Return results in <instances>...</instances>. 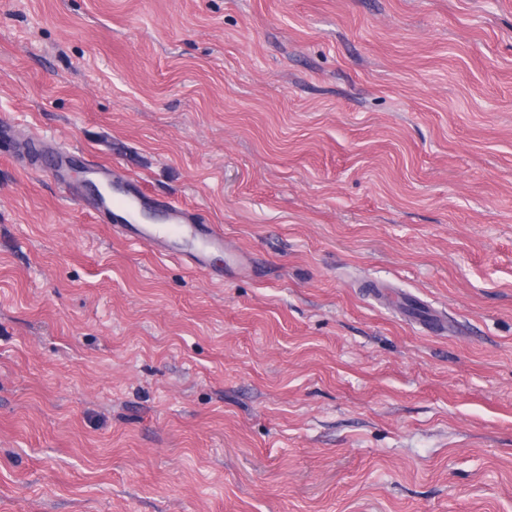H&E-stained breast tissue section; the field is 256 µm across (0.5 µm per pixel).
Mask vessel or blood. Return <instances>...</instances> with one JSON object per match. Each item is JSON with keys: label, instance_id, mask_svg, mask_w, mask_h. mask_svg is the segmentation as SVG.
<instances>
[{"label": "vessel or blood", "instance_id": "b4317fda", "mask_svg": "<svg viewBox=\"0 0 512 512\" xmlns=\"http://www.w3.org/2000/svg\"><path fill=\"white\" fill-rule=\"evenodd\" d=\"M28 148L32 157L45 161L47 171L60 178L80 159L76 150L48 146L37 133L31 134ZM92 208L98 217H110L113 234L168 259L190 263L200 272L208 270L211 252L224 247L221 226L199 223L195 210L176 200L147 196L134 179L117 185L113 195L99 196Z\"/></svg>", "mask_w": 512, "mask_h": 512}]
</instances>
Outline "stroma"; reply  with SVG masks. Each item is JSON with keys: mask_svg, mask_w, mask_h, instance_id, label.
<instances>
[{"mask_svg": "<svg viewBox=\"0 0 512 512\" xmlns=\"http://www.w3.org/2000/svg\"><path fill=\"white\" fill-rule=\"evenodd\" d=\"M2 115L224 282L0 149V512H512V0H0ZM91 206L104 222L107 214L120 217L135 207L156 212L153 224H127L117 217L109 224L113 234L134 244L148 246L153 252L173 261L189 262L191 268L207 272L209 255L224 249V230L216 224H198L194 209L173 199L158 200L147 196L138 181L117 185L112 196H99Z\"/></svg>", "mask_w": 512, "mask_h": 512, "instance_id": "obj_1", "label": "stroma"}]
</instances>
